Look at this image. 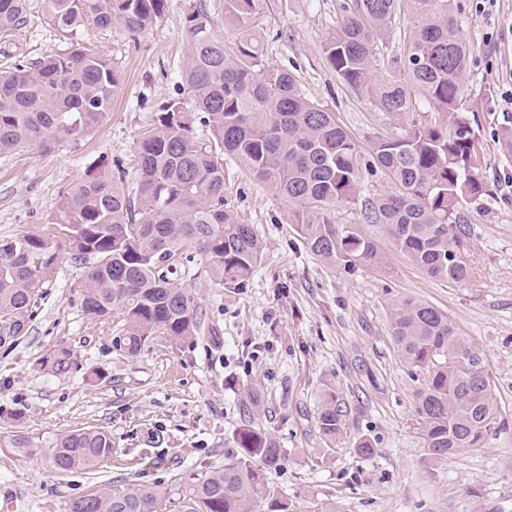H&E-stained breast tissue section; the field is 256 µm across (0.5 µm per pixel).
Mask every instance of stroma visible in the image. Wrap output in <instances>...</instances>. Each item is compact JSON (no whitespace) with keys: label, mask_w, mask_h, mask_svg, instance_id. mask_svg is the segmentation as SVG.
I'll list each match as a JSON object with an SVG mask.
<instances>
[{"label":"stroma","mask_w":512,"mask_h":512,"mask_svg":"<svg viewBox=\"0 0 512 512\" xmlns=\"http://www.w3.org/2000/svg\"><path fill=\"white\" fill-rule=\"evenodd\" d=\"M194 0H164L160 18L130 36L121 25L81 30L77 39L111 58L122 94L91 136L50 152L21 147L0 155V238L47 232L62 194L86 172L129 162L161 104L183 90L176 74L186 49L184 16ZM344 0H266L259 30L263 61L286 68L302 93L331 112L371 163L375 137L394 133L390 116L344 86L323 46ZM468 62L461 107L481 145L483 207H470L464 283L428 277L387 240L381 266L345 273L302 243L291 207L224 161L226 201L251 224L262 260L242 288L211 282L194 262L183 284L196 293L203 332L193 343L151 338L133 358L113 344L115 317L82 307L86 268L61 252L22 332L0 345V436L23 431L31 456L0 447V512H67L90 489L133 483L166 490L160 512H176L185 480L223 467L234 453L239 405L248 389L263 396L259 424L284 449L269 484L293 512H512V156L500 148L512 130V0L481 12L477 0H452ZM59 40L45 21L16 32L0 71L12 70ZM412 298L444 310L482 351L502 425L484 447L463 448L447 461L427 460L414 412L422 384L398 356L389 304ZM72 349L80 371L56 374L40 359ZM344 411L343 430L328 443L316 424L327 388ZM98 427L112 454L96 469L68 474L51 462L56 439ZM373 441L370 458L354 443Z\"/></svg>","instance_id":"obj_1"}]
</instances>
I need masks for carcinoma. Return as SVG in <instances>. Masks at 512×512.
<instances>
[{"label": "carcinoma", "instance_id": "1", "mask_svg": "<svg viewBox=\"0 0 512 512\" xmlns=\"http://www.w3.org/2000/svg\"><path fill=\"white\" fill-rule=\"evenodd\" d=\"M265 0H224V18H252ZM164 0H0V37L44 18L64 38L80 27L121 24L136 35L151 28ZM414 19L407 51L394 57L391 75L373 79V62L389 50L384 39L402 8ZM186 54L179 70L188 100L165 102L136 147L137 186H122L125 171L86 175L63 195L51 224L66 230L26 232L0 240V343L18 335L62 249L87 264L84 312L118 316L116 348L139 354L154 336L186 343L203 324L191 289L177 282L195 258L211 281L241 288L261 261L262 245L249 224L228 207L224 155L273 196L293 206L292 223L305 247L345 272L381 263L383 236L433 279L464 282L471 230L466 204H482L477 177L479 139L460 112L461 75L468 52L450 0H349L323 51L337 78L372 98L399 126L376 137L374 166L392 190L361 195L358 145L331 113L307 99L284 69L262 63L259 43L234 47L208 29L205 5L184 17ZM123 90L121 72L103 54L73 43L0 74V154L20 146L39 153L65 140L90 136ZM451 123L419 121L418 100ZM360 206L368 223L338 224L339 206ZM391 338L403 361L424 377L415 415L424 450L440 462L461 448H481L499 427L491 379L481 351L448 315L410 298L390 303ZM46 367L67 374L79 367L67 347L53 350ZM259 398L240 403L236 456L221 470L185 483L179 512H290L266 472L285 459L279 442L257 423ZM317 427L334 441L342 431L336 390L325 394ZM6 447L30 454V438L11 435ZM112 455V437L80 428L57 439L56 470L92 468ZM158 486L100 489L72 499L68 512H159Z\"/></svg>", "mask_w": 512, "mask_h": 512}]
</instances>
